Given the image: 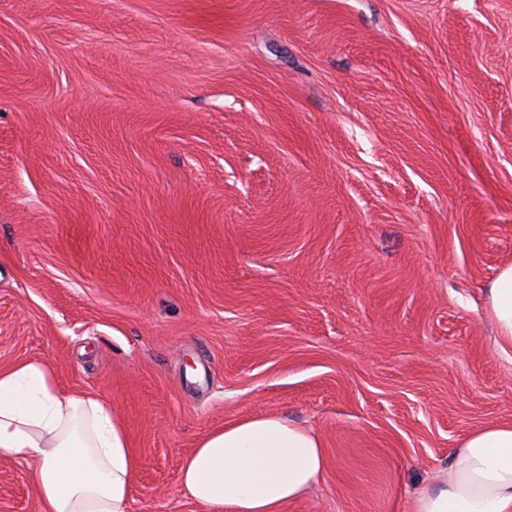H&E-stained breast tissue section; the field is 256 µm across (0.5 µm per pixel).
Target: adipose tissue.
I'll return each instance as SVG.
<instances>
[{
    "instance_id": "1",
    "label": "adipose tissue",
    "mask_w": 512,
    "mask_h": 512,
    "mask_svg": "<svg viewBox=\"0 0 512 512\" xmlns=\"http://www.w3.org/2000/svg\"><path fill=\"white\" fill-rule=\"evenodd\" d=\"M501 348L512 349V265L489 288ZM35 462L44 512H126L137 455L123 418L102 398L61 393L47 364L0 368V458ZM327 471L321 436L280 415L209 434L184 459L181 486L205 512H285ZM406 512H512V422L469 432Z\"/></svg>"
}]
</instances>
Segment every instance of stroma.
<instances>
[{"label":"stroma","mask_w":512,"mask_h":512,"mask_svg":"<svg viewBox=\"0 0 512 512\" xmlns=\"http://www.w3.org/2000/svg\"><path fill=\"white\" fill-rule=\"evenodd\" d=\"M508 264L512 0H0V367L123 417L128 512L263 414L326 449L287 512H405L512 421ZM489 312L502 351L512 350V265L501 268L490 285Z\"/></svg>","instance_id":"stroma-1"}]
</instances>
